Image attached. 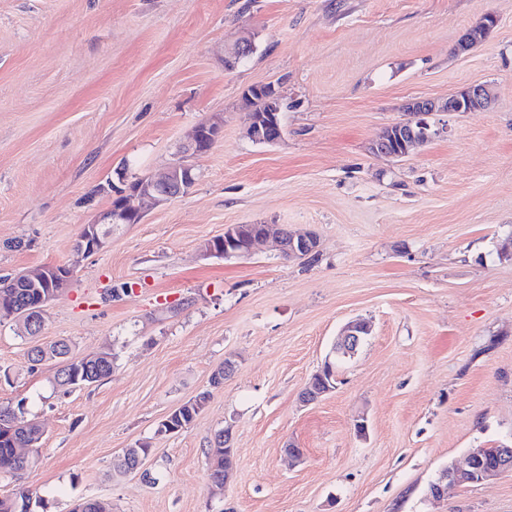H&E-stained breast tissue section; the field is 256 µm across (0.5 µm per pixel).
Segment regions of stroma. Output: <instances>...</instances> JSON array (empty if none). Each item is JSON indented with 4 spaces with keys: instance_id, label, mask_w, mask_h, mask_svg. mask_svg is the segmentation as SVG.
<instances>
[{
    "instance_id": "stroma-1",
    "label": "stroma",
    "mask_w": 512,
    "mask_h": 512,
    "mask_svg": "<svg viewBox=\"0 0 512 512\" xmlns=\"http://www.w3.org/2000/svg\"><path fill=\"white\" fill-rule=\"evenodd\" d=\"M487 13L490 37L455 53ZM243 37L253 54L225 69ZM477 83L489 109L429 115L403 158L371 152L409 101ZM267 84L273 145L246 136L243 93ZM212 119L221 138L183 154ZM176 162L188 195L76 253L114 188ZM234 224L314 231L317 252L204 255ZM47 264L74 276L37 340L0 318V404L45 431L0 496L30 491L44 512H512V474L426 493L448 462L512 442V0H0V276ZM356 318L372 333L335 360ZM58 340L111 352V375L54 389L56 361L27 351ZM328 359L335 389L303 405ZM203 391L188 428L156 436ZM224 429L236 467L218 489L206 450ZM144 440L150 479L115 475Z\"/></svg>"
}]
</instances>
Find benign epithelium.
<instances>
[{"label":"benign epithelium","mask_w":512,"mask_h":512,"mask_svg":"<svg viewBox=\"0 0 512 512\" xmlns=\"http://www.w3.org/2000/svg\"><path fill=\"white\" fill-rule=\"evenodd\" d=\"M492 19H494V15L488 13L476 25L469 28L460 39L457 50L467 51L479 44L482 32L491 25ZM491 102L492 95L488 85L478 84L464 87L446 100L416 99L408 103L407 112L410 113L411 119L408 122V142L404 143V146L412 148L430 138V127L424 121L423 116L431 112L481 111L487 109ZM400 126L402 123L396 122L387 127L373 144L372 150L387 157H401V154L393 152L390 148L395 130ZM221 134L220 123H200L193 129L188 141L183 145V152L206 151L219 139ZM282 134L283 130L277 112H254L251 114L250 124L247 128V136L250 140L262 144H275L281 139ZM194 183L192 169L184 164H176L160 173L145 177L133 195L147 204L158 206L187 194ZM142 218L143 211L131 206L128 196L124 192H115L110 209L97 222L83 226V230L87 232L86 240L90 241L91 245L88 247L81 245L79 250L87 254L101 250L112 236V230L115 227L121 224H134ZM225 234L224 251L217 250L216 241L210 240L204 244L205 253L226 257L245 256L252 253L256 244L267 240L274 241L279 247L280 253L290 257H299L313 249V240L309 235L288 231L280 224L262 225L261 232L253 235L247 245L241 249L235 247L233 229H227ZM71 277L72 270L65 265H47L34 271L20 272L14 275L15 281L28 285L52 281L55 290L41 296L39 304L35 307L0 301V317L14 318L19 332L23 336L39 335L47 304L67 288ZM371 332L370 322L359 318L353 319L342 327L336 337V344L344 351L350 352L356 349L363 337L370 335ZM494 457L495 460L492 464H485L484 450L479 448L469 452L465 466L449 464L443 470L436 495L443 494L450 484H470L478 474L481 475V481L484 482L494 476L512 473V446L496 449Z\"/></svg>","instance_id":"benign-epithelium-1"}]
</instances>
